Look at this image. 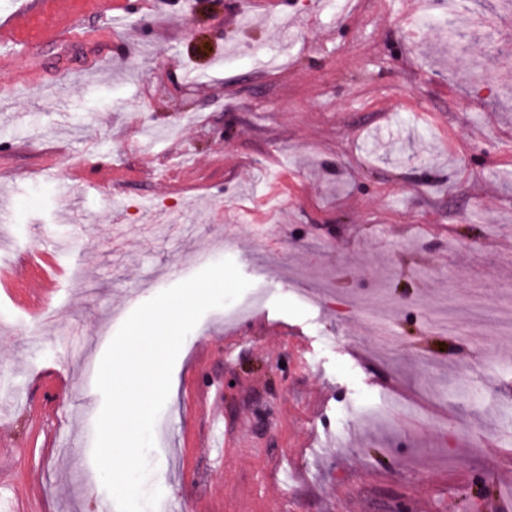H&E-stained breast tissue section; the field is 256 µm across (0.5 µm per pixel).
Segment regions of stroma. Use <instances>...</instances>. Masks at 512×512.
<instances>
[{"mask_svg": "<svg viewBox=\"0 0 512 512\" xmlns=\"http://www.w3.org/2000/svg\"><path fill=\"white\" fill-rule=\"evenodd\" d=\"M289 2L0 0V512H117L95 367L225 258L264 299L186 338L156 512H512V54L417 31L409 0ZM57 242L79 278L26 261Z\"/></svg>", "mask_w": 512, "mask_h": 512, "instance_id": "35a3bbf8", "label": "stroma"}]
</instances>
